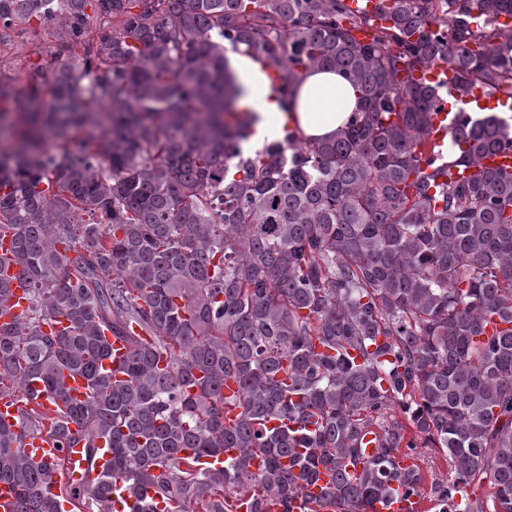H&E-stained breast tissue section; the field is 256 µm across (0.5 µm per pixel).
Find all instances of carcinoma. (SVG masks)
I'll return each instance as SVG.
<instances>
[{
    "mask_svg": "<svg viewBox=\"0 0 512 512\" xmlns=\"http://www.w3.org/2000/svg\"><path fill=\"white\" fill-rule=\"evenodd\" d=\"M368 2L0 0V41L56 42L24 87L0 76V112L29 116L20 146L0 139V316L12 281L29 300L0 324V392L24 404L0 420L16 512L63 495L114 512L123 491L125 512H233L257 486L293 512L322 469L330 512L395 490L512 512V173L483 164L512 125L450 111L463 138L432 144L412 79L446 63L512 99V0ZM229 49L278 69L281 112L310 68L342 74L359 111L329 139L287 128L246 152L258 113ZM109 335L129 346L115 372ZM44 428L108 455L97 486L32 462ZM423 448L451 476H426Z\"/></svg>",
    "mask_w": 512,
    "mask_h": 512,
    "instance_id": "1",
    "label": "carcinoma"
}]
</instances>
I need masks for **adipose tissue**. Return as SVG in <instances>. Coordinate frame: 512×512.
Here are the masks:
<instances>
[{
    "mask_svg": "<svg viewBox=\"0 0 512 512\" xmlns=\"http://www.w3.org/2000/svg\"><path fill=\"white\" fill-rule=\"evenodd\" d=\"M295 112H278L266 98H256L261 116L259 134L279 136L284 124L298 128L306 139L331 136L342 128L358 105L354 89L342 75L327 70L309 69L303 72L298 88Z\"/></svg>",
    "mask_w": 512,
    "mask_h": 512,
    "instance_id": "ef3b65f1",
    "label": "adipose tissue"
}]
</instances>
